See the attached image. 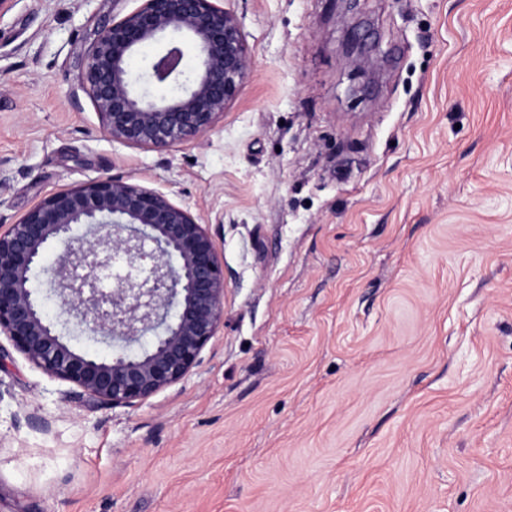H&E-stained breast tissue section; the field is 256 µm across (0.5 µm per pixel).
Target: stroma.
I'll use <instances>...</instances> for the list:
<instances>
[{
  "label": "stroma",
  "mask_w": 512,
  "mask_h": 512,
  "mask_svg": "<svg viewBox=\"0 0 512 512\" xmlns=\"http://www.w3.org/2000/svg\"><path fill=\"white\" fill-rule=\"evenodd\" d=\"M137 5L0 14V224L101 175L166 191L224 326L113 408L0 335V512H512V0H224L251 72L166 151L82 87Z\"/></svg>",
  "instance_id": "obj_1"
}]
</instances>
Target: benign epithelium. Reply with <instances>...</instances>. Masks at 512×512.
Returning a JSON list of instances; mask_svg holds the SVG:
<instances>
[{
  "label": "benign epithelium",
  "mask_w": 512,
  "mask_h": 512,
  "mask_svg": "<svg viewBox=\"0 0 512 512\" xmlns=\"http://www.w3.org/2000/svg\"><path fill=\"white\" fill-rule=\"evenodd\" d=\"M130 13L95 32L82 84L103 132L127 146L164 151L210 131L238 96L250 55L236 17L220 0H139ZM169 37L149 61L152 82L176 92H136L127 61L140 47ZM195 68H184L186 57ZM55 262L44 265L48 254ZM145 273L100 286L116 255ZM47 276L65 322L106 343L131 344L134 357L106 359L78 351L57 330L31 285ZM224 265L209 229L168 193L101 176L62 188L13 224L0 225V335L46 373L96 401L142 403L181 381L224 326Z\"/></svg>",
  "instance_id": "benign-epithelium-1"
}]
</instances>
